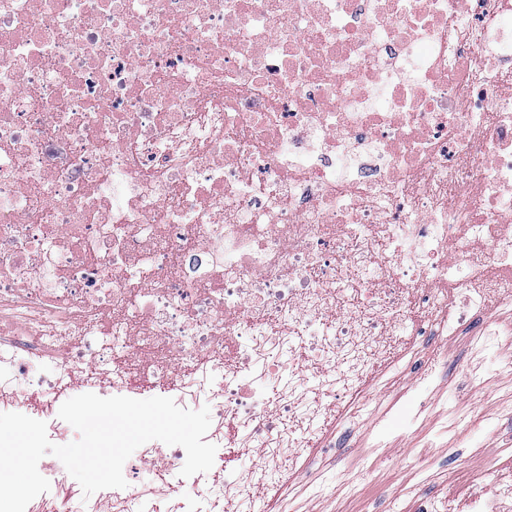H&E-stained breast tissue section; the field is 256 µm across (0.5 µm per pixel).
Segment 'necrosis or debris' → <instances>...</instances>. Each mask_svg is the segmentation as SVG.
Returning <instances> with one entry per match:
<instances>
[{
	"mask_svg": "<svg viewBox=\"0 0 512 512\" xmlns=\"http://www.w3.org/2000/svg\"><path fill=\"white\" fill-rule=\"evenodd\" d=\"M512 306V0H0V377L336 428L428 336ZM512 474L448 512H502Z\"/></svg>",
	"mask_w": 512,
	"mask_h": 512,
	"instance_id": "4bbe7bcc",
	"label": "necrosis or debris"
}]
</instances>
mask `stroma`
<instances>
[{"label": "stroma", "instance_id": "1", "mask_svg": "<svg viewBox=\"0 0 512 512\" xmlns=\"http://www.w3.org/2000/svg\"><path fill=\"white\" fill-rule=\"evenodd\" d=\"M500 329L495 346L485 355L489 385L472 391L464 380L449 381L444 359L466 353V339L437 338L430 353L431 376L417 382L412 372H390L368 398L348 405L345 447L319 449L317 461L300 466L289 477L274 474L278 498L262 495L255 512H415L417 499L447 502L474 488L489 486L498 469L512 457V316L495 312ZM420 392L422 398H452L477 406L492 416L495 426L478 421L461 423L448 435L437 433L441 408L424 409L416 422L400 415L383 422L384 404ZM172 496L156 501L154 512H218L213 503L192 495L193 484H205L209 474L182 477L168 473Z\"/></svg>", "mask_w": 512, "mask_h": 512}]
</instances>
